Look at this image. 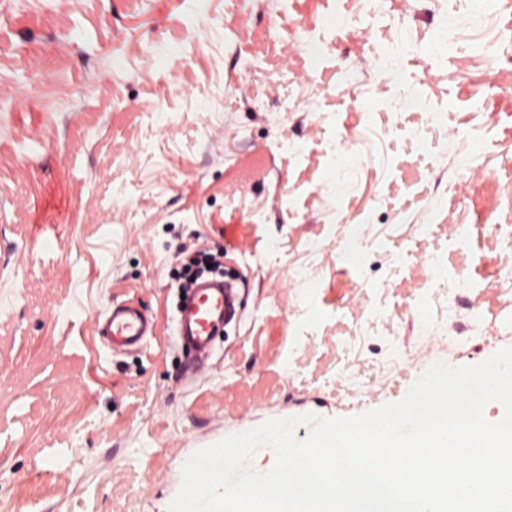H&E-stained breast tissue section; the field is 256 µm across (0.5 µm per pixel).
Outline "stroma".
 <instances>
[{"label": "stroma", "instance_id": "35a3bbf8", "mask_svg": "<svg viewBox=\"0 0 512 512\" xmlns=\"http://www.w3.org/2000/svg\"><path fill=\"white\" fill-rule=\"evenodd\" d=\"M368 6L328 53L291 45L292 0H0V512H167L200 448L512 346V108L474 96L497 22ZM389 32L394 81L371 60ZM295 52L361 65L317 83L277 65ZM186 249L238 278L197 372L173 322ZM457 269L484 317L463 344L424 298ZM122 302L157 334L115 352L93 326Z\"/></svg>", "mask_w": 512, "mask_h": 512}]
</instances>
